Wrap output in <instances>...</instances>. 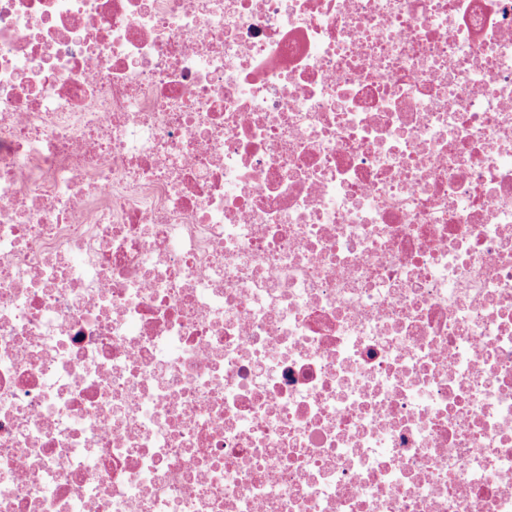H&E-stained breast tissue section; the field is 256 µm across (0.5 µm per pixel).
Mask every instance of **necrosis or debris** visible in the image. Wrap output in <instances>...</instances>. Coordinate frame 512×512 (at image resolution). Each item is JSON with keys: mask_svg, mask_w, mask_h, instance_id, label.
Instances as JSON below:
<instances>
[{"mask_svg": "<svg viewBox=\"0 0 512 512\" xmlns=\"http://www.w3.org/2000/svg\"><path fill=\"white\" fill-rule=\"evenodd\" d=\"M0 512H512V0H0Z\"/></svg>", "mask_w": 512, "mask_h": 512, "instance_id": "4bbe7bcc", "label": "necrosis or debris"}]
</instances>
